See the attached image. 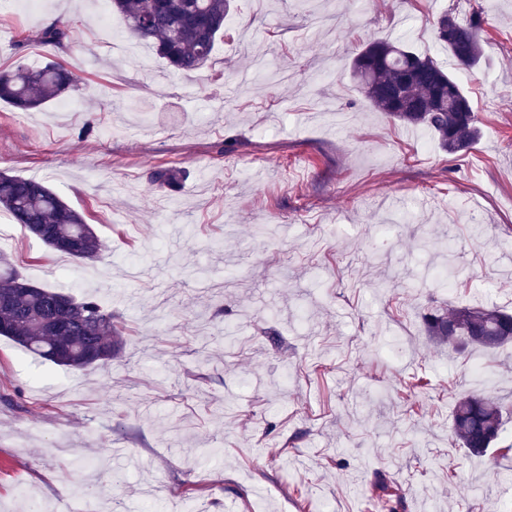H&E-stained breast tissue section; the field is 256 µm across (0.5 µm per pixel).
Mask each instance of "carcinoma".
<instances>
[{"mask_svg":"<svg viewBox=\"0 0 512 512\" xmlns=\"http://www.w3.org/2000/svg\"><path fill=\"white\" fill-rule=\"evenodd\" d=\"M112 9L125 21L129 33L150 43L171 67L196 73L211 58L231 0H111ZM483 18L474 14L462 23L450 10L436 22V38L458 66L476 67L481 59ZM37 40L58 48L70 41L69 29L57 21L37 31ZM351 73L362 92L379 112L409 126L431 131L440 147L456 153L478 138L477 118L457 78L429 54L414 51L405 42L374 40L352 60ZM76 88L72 74L50 60L31 68L23 64L0 71V100L30 110L69 95ZM179 171L159 167L151 181L175 187ZM0 209L50 249L74 259L92 260L101 242L84 216L54 190L33 178L0 172ZM78 238L81 252L61 247ZM31 282L14 268L0 266V336L55 365L83 370L112 358L118 345L112 313L93 298L70 296ZM425 332L440 344L464 343L494 350L512 342V314L485 306L437 305L424 316ZM452 429L462 447L481 455L496 444L503 431L500 403L465 395L456 404ZM372 495L387 512L403 506L401 488L384 479L372 486Z\"/></svg>","mask_w":512,"mask_h":512,"instance_id":"cac0c4a2","label":"carcinoma"}]
</instances>
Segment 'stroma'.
Wrapping results in <instances>:
<instances>
[{"label": "stroma", "mask_w": 512, "mask_h": 512, "mask_svg": "<svg viewBox=\"0 0 512 512\" xmlns=\"http://www.w3.org/2000/svg\"><path fill=\"white\" fill-rule=\"evenodd\" d=\"M35 2L0 0V71L59 55L79 90L28 112L0 101V171L45 180L102 252L68 261L0 211V255L53 288L70 262L120 343L75 371L0 336V512H379L380 477L404 512H512V460L451 429L475 393L506 404L512 444V345L441 346L423 325L443 302L512 310V0H344L324 22V0H237L191 75L101 23V0ZM449 9L484 18L481 63L457 74L481 136L457 154L350 72L382 39L448 64ZM55 21L64 50L28 41ZM162 166L179 188L151 182ZM372 495L380 500L388 512H395L403 507L404 494L401 488L390 485L384 479H378L372 486Z\"/></svg>", "instance_id": "stroma-1"}]
</instances>
